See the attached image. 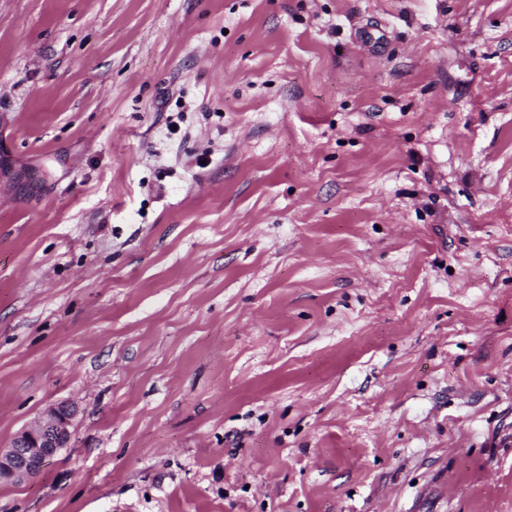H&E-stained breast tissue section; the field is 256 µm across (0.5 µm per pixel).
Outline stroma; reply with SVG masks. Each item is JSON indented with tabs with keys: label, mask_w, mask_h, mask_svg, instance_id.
Returning a JSON list of instances; mask_svg holds the SVG:
<instances>
[{
	"label": "stroma",
	"mask_w": 512,
	"mask_h": 512,
	"mask_svg": "<svg viewBox=\"0 0 512 512\" xmlns=\"http://www.w3.org/2000/svg\"><path fill=\"white\" fill-rule=\"evenodd\" d=\"M0 512H512V0H0ZM73 403L52 407L34 425L23 429L6 451H0V482L29 481L72 439Z\"/></svg>",
	"instance_id": "stroma-1"
}]
</instances>
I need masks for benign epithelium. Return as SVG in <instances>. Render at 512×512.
Returning <instances> with one entry per match:
<instances>
[{"label": "benign epithelium", "mask_w": 512, "mask_h": 512, "mask_svg": "<svg viewBox=\"0 0 512 512\" xmlns=\"http://www.w3.org/2000/svg\"><path fill=\"white\" fill-rule=\"evenodd\" d=\"M76 407L61 403L34 425L23 429L6 451H0V482L22 483L32 479L46 462L68 447Z\"/></svg>", "instance_id": "7a95c632"}]
</instances>
